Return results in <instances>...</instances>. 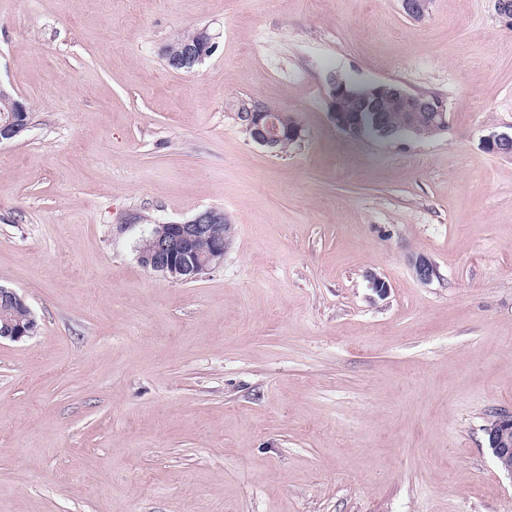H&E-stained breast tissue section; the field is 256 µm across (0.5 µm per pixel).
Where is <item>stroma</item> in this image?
Here are the masks:
<instances>
[{
    "label": "stroma",
    "mask_w": 512,
    "mask_h": 512,
    "mask_svg": "<svg viewBox=\"0 0 512 512\" xmlns=\"http://www.w3.org/2000/svg\"><path fill=\"white\" fill-rule=\"evenodd\" d=\"M207 30L190 72L161 50ZM446 100L447 132L351 138L326 79ZM0 512H512V29L493 0H0ZM295 117L283 153L237 118ZM222 209L224 261L144 268ZM429 258L437 275L412 269ZM388 286L378 295L372 278ZM8 117L4 116V120L0 122V142L3 140H11L21 130L29 127L26 116L25 103L19 98H13L10 102H5ZM28 113L32 119V110L27 106ZM239 106L240 103L237 106V117L240 119L242 117V122L253 142L267 148L272 153L277 152V146L284 140L296 141L300 138L301 130L298 123L288 114L274 110L256 99H251L247 103H243L241 107ZM241 110L242 114L238 116ZM274 112L282 114L287 124L290 122L295 126L286 125L282 117ZM223 218L222 210L207 208L183 222L155 225L151 235L143 240L140 247L147 245L146 240L156 229L163 227V231L151 237L147 248L139 249V262L175 282L198 280L224 261V251L228 247L224 238L229 241L231 226L228 220L219 225ZM215 229L224 236L216 234ZM201 241H206L208 247ZM14 310L9 313L13 320L17 322H25L28 318L29 311L25 307H15ZM36 328V322L31 314L25 325L13 323L10 320H4L3 326H0V340L8 339L11 341H20L25 337L31 336ZM484 434L496 463L504 473L512 477V412L497 413L496 425L487 428Z\"/></svg>",
    "instance_id": "obj_1"
}]
</instances>
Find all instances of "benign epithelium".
<instances>
[{
  "instance_id": "benign-epithelium-1",
  "label": "benign epithelium",
  "mask_w": 512,
  "mask_h": 512,
  "mask_svg": "<svg viewBox=\"0 0 512 512\" xmlns=\"http://www.w3.org/2000/svg\"><path fill=\"white\" fill-rule=\"evenodd\" d=\"M429 4L430 0H401L403 11L414 21L425 19ZM213 50L212 37L201 31L197 41L185 46L180 52L172 54L165 48L162 55L168 59L171 69L190 71L211 56ZM327 85V112L337 129L352 137L369 130L382 139L394 138L393 131L385 124L377 106L378 97L384 91L380 83H350L331 73L327 76ZM387 91L403 105L405 111L425 112L438 130H448L446 106L440 97L412 93L396 83ZM346 97L358 101L357 113L349 115L340 110L339 102ZM5 106L8 117L0 122V142L13 139L21 130L29 127L25 119L26 105L21 99L13 98ZM241 117L253 142L273 153L284 140L295 141L301 136L299 127L285 124L272 107L256 99L245 103ZM484 146L495 154L512 156V133L493 134L484 139ZM223 218V211L207 208L198 211L186 221L163 225V231L151 237L149 246L140 249L139 262L175 282L198 280L212 267L224 261L228 242L215 232ZM201 241L208 243L203 253L197 249ZM412 265L416 278L422 282L431 281L435 275L433 264L426 258L419 257ZM35 328L36 322L32 317L23 325L5 320L0 326V340L20 341L31 336ZM485 436L496 463L503 472L512 477V412L498 413L496 425L485 430Z\"/></svg>"
}]
</instances>
